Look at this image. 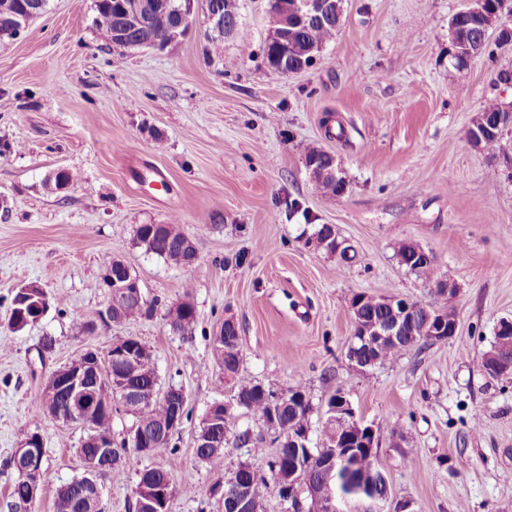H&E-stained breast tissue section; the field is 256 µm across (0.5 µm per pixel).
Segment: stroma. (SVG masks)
Instances as JSON below:
<instances>
[{"mask_svg": "<svg viewBox=\"0 0 512 512\" xmlns=\"http://www.w3.org/2000/svg\"><path fill=\"white\" fill-rule=\"evenodd\" d=\"M465 0H344L335 38L308 69L273 73L260 49L268 0H242L237 38L214 35L203 7L165 49L106 48L95 0H49L20 36L0 38V462L41 435L48 481L32 512H54L61 484L81 477L84 428L51 420L40 396L49 374L87 348L132 336L154 353L161 388L186 395L190 417L174 451L152 462L189 473L169 512H218L209 491L239 462L266 471L275 454L228 448L195 454L211 406L229 403L213 338L238 326L242 377L275 390L302 383L311 440L327 400L343 389L364 424L383 425L377 450L390 501L414 512H512V378L490 379L476 360L501 319H512V171L469 144L481 107L512 103L497 75L512 48L456 68L449 22ZM333 116L347 139L325 136ZM332 152L348 191H318L310 147ZM67 169L63 192L46 187ZM178 219L193 268L170 265L135 241L140 224ZM331 224L358 253L308 247ZM432 252L457 290L455 336L359 372L346 357L350 301L359 293L432 301L431 283L398 262L401 243ZM127 263L150 316L115 326L103 312L106 266ZM39 285L49 308L9 326L19 288ZM190 299L191 332L166 312ZM94 331H87V323ZM135 469L104 482L105 512H135Z\"/></svg>", "mask_w": 512, "mask_h": 512, "instance_id": "35a3bbf8", "label": "stroma"}]
</instances>
